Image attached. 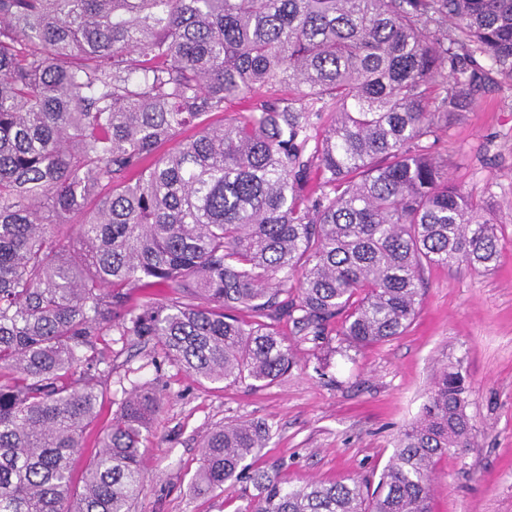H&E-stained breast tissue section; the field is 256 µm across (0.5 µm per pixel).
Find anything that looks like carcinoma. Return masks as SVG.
Wrapping results in <instances>:
<instances>
[{
  "instance_id": "cac0c4a2",
  "label": "carcinoma",
  "mask_w": 512,
  "mask_h": 512,
  "mask_svg": "<svg viewBox=\"0 0 512 512\" xmlns=\"http://www.w3.org/2000/svg\"><path fill=\"white\" fill-rule=\"evenodd\" d=\"M497 75L512 0H0V512H133L148 388L74 488L106 331L263 387L295 365L282 319L315 341L344 317L327 343L345 356L406 332L425 269H493L490 205L428 140ZM264 88L288 96L211 122ZM154 285L168 303L128 305ZM467 403L443 368L373 489L253 468L272 429L242 421L204 438L191 490L246 482L244 512H431L436 463L471 446Z\"/></svg>"
}]
</instances>
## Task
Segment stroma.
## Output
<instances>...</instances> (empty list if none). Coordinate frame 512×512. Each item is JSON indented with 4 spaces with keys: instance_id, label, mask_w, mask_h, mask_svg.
I'll use <instances>...</instances> for the list:
<instances>
[{
    "instance_id": "stroma-1",
    "label": "stroma",
    "mask_w": 512,
    "mask_h": 512,
    "mask_svg": "<svg viewBox=\"0 0 512 512\" xmlns=\"http://www.w3.org/2000/svg\"><path fill=\"white\" fill-rule=\"evenodd\" d=\"M480 106L440 131L435 146L448 180L475 198H492L503 248L497 268L464 266L424 273L419 313L402 335L345 359L279 327L295 352L287 377L266 387L211 382L152 355L150 346L107 332L113 350L99 419L86 432L82 472L128 392L147 386L161 410L142 447L145 489L135 512H241L243 484L213 498L195 496L191 478L213 428L242 420L272 425L256 457L293 484L377 480L399 429L422 412L435 376L459 367L469 390L472 446L438 461L431 512H512V83L479 93Z\"/></svg>"
}]
</instances>
